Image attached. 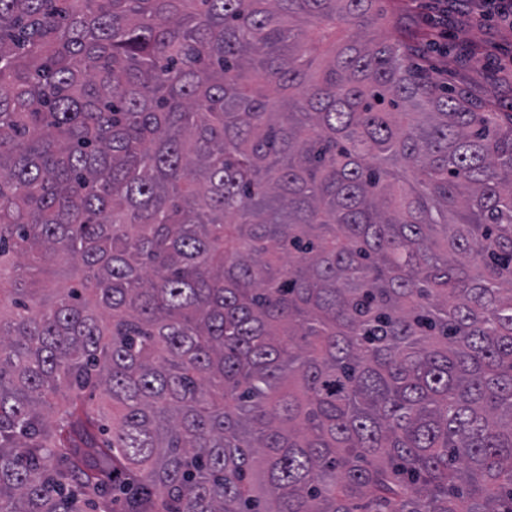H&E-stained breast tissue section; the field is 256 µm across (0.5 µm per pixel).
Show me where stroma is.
I'll list each match as a JSON object with an SVG mask.
<instances>
[{
    "mask_svg": "<svg viewBox=\"0 0 512 512\" xmlns=\"http://www.w3.org/2000/svg\"><path fill=\"white\" fill-rule=\"evenodd\" d=\"M380 2L394 23L391 36L423 47L421 62L433 79L467 86L499 111L512 113V80L500 73L512 62V29L493 22L476 27L453 11L448 17L447 40L441 47H432L426 43L427 29L418 16L421 0Z\"/></svg>",
    "mask_w": 512,
    "mask_h": 512,
    "instance_id": "stroma-1",
    "label": "stroma"
}]
</instances>
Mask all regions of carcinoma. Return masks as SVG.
Returning <instances> with one entry per match:
<instances>
[{
    "label": "carcinoma",
    "mask_w": 512,
    "mask_h": 512,
    "mask_svg": "<svg viewBox=\"0 0 512 512\" xmlns=\"http://www.w3.org/2000/svg\"><path fill=\"white\" fill-rule=\"evenodd\" d=\"M376 2L0 0V512H512V113Z\"/></svg>",
    "instance_id": "carcinoma-1"
}]
</instances>
